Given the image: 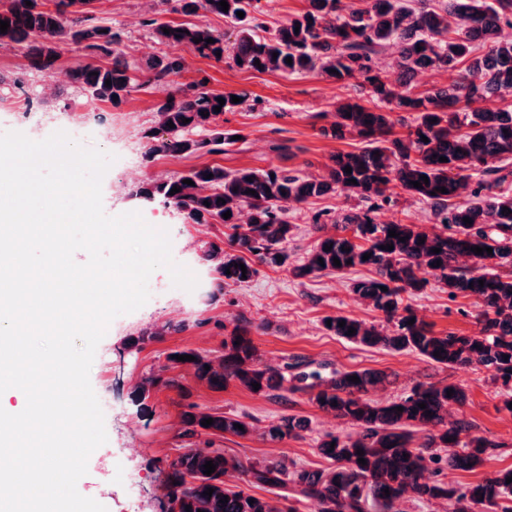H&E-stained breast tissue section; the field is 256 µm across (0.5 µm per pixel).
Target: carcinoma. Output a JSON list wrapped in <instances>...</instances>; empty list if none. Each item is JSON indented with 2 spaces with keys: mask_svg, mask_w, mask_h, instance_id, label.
Segmentation results:
<instances>
[{
  "mask_svg": "<svg viewBox=\"0 0 512 512\" xmlns=\"http://www.w3.org/2000/svg\"><path fill=\"white\" fill-rule=\"evenodd\" d=\"M52 2L50 6L46 0H0V20L9 24L7 32H0V43L24 48L27 67L48 76L63 50L80 53L64 73V88L73 93L111 102L115 96L121 99L133 90L167 83L185 68L184 61L165 57L129 62L121 31L90 25L95 0ZM176 2V12L195 15L202 10L230 20L236 28L234 40L226 41L225 34L207 24L147 20L145 25L160 43L182 44L193 54L216 62L227 57L240 69L255 70L261 65L265 71L314 74L336 83L359 76L371 96L389 106L387 112L377 111L359 98L336 105L335 121L324 134L336 140L357 137L365 146L357 152L332 155L326 176H299L288 170L226 172L206 165L147 179L132 188L133 196L176 209L188 224H222L231 230L224 244L211 242L204 251L217 288L210 299L216 300L226 285L251 281L260 265L288 264L286 244L292 232L288 206L344 192L368 203L367 208L345 213L335 223L336 232L319 236L306 261L292 273L304 278L356 266L369 268L374 276L355 283L352 291L382 314L384 325L334 315L322 321L325 331L369 347L415 352L445 367L484 368L509 392L503 409L512 414V272H495L498 267H512V172L497 165L512 157V103L483 106L490 97L512 95V41L498 39L502 26L512 27V0H435L433 6L426 0L414 4L361 0L359 8H346L342 0H307L303 13L262 38L256 35L260 0H226V12L218 5L220 0ZM239 11L244 17L237 16ZM165 28L170 33H164ZM199 37L202 41L194 42ZM208 38L213 42H206ZM386 46L392 49L397 87L374 60L378 49ZM426 70L455 71L457 79L448 86L421 90L414 80ZM108 79L109 87L105 85ZM220 98L225 100L222 106ZM217 105L219 112L214 111ZM237 107L230 92L167 90L157 108L159 128L141 132L148 146L146 156L224 153V146L234 144L233 134L224 130V113ZM203 111L208 116L201 115ZM394 112L416 113L415 124L404 134L395 132ZM423 136L428 141H422ZM441 157L447 161H439ZM346 167L351 173L344 172ZM424 175L429 184L414 187L412 182ZM185 179L194 185L183 183ZM393 184L428 205L442 229L378 221L376 213L392 202ZM175 186L180 192L172 195ZM441 187L447 192H439ZM252 190L256 194H250ZM220 198L225 203L218 202ZM227 211L231 216L225 219ZM466 217L472 223H465ZM393 229L399 236H389ZM402 237L406 241H400ZM386 244L393 250L382 249ZM474 246L490 247L493 254H476L471 251ZM434 248L441 252L433 253ZM366 253L371 257L365 260ZM335 257L341 266L334 265ZM463 259L471 265H460ZM241 264L246 271H241ZM429 275L448 288L450 299L473 300L478 333L437 334L404 303V294L425 288ZM411 319L412 325L408 324ZM341 321L345 326H339ZM351 327L356 329L353 335L348 334ZM185 329L183 324L167 322L154 332L129 337L127 347L139 350L148 341ZM436 351L440 356H434ZM175 354L192 355L196 360L179 361L173 358ZM505 355L509 359H503ZM180 366L189 367L198 381L214 390L232 382L250 392L252 384L258 383L256 394L267 397H276L281 390H310L322 412L351 421L360 432L354 438L328 434L319 443L318 452L334 463L328 471L291 470L283 460L245 464L224 454L212 441L207 450L196 448L194 439L202 435L222 438L226 433L248 438L253 425L243 416L206 412L189 402L181 413L177 454L164 468L167 512H296L292 505L279 506L249 492L251 487L269 490L290 483L300 496L317 500L319 512H366L370 499L382 512H395V505L409 493L426 501L452 500L453 512H512V482L506 483L512 468L459 487L438 479L445 466L475 470L486 461L488 449L498 447L484 437L470 435L469 421L448 420L449 408L466 399L456 384L418 382L398 399L379 404L367 394L385 385L387 374L336 371L325 379L316 371L301 369L298 363L284 371L262 363L248 327L238 325L224 341L220 357L193 349L167 355L166 364L150 369L134 387L132 402L144 411L152 391L181 386L176 377L168 375ZM354 375L360 382L348 380ZM449 389L454 390L450 397ZM420 403L426 408H419ZM208 418L214 420L213 425H201ZM237 424L243 429L235 428ZM308 426L307 419L286 414L269 423L263 437L279 444L302 437ZM409 426L425 431L422 442H413ZM439 448L451 452L443 457ZM358 450L364 454H356ZM361 457L366 464L358 463ZM208 461L216 465L209 476L204 474ZM232 472L240 473L247 487L226 488L224 477ZM209 488L214 489L210 496L204 494ZM225 497L224 505L220 500Z\"/></svg>",
  "mask_w": 512,
  "mask_h": 512,
  "instance_id": "obj_1",
  "label": "carcinoma"
}]
</instances>
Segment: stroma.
<instances>
[{
    "instance_id": "stroma-1",
    "label": "stroma",
    "mask_w": 512,
    "mask_h": 512,
    "mask_svg": "<svg viewBox=\"0 0 512 512\" xmlns=\"http://www.w3.org/2000/svg\"><path fill=\"white\" fill-rule=\"evenodd\" d=\"M94 15L96 24L123 31L128 58L184 59V70L173 78L175 86L187 90L203 79L209 91L243 93L248 101L224 115L225 129L242 137L224 153L158 155L148 161L141 132L157 126V105L164 88L131 92L118 104L77 95L62 103L54 95L55 79L26 68L20 46H0V74L9 79L8 84L0 85V133L18 131L40 141L60 130L74 131L81 145L114 155L115 161L102 181L105 213L137 212L148 224L167 229L174 260L199 281L189 293L173 287L166 270H156L149 280V301L110 323L89 374L104 412L108 440L91 454L88 471L77 484L79 493L99 502L107 512H161L167 493L162 469L166 459L175 454L180 416L188 400L209 412L244 415L253 424L251 437L228 434L221 439L226 454L242 459H283L312 470L331 468V461L318 452L319 441L328 434L353 437L358 429L347 420L321 412L307 391H290L279 399L251 394L233 383L213 390L180 367L176 370L180 388L153 391L151 413H141L132 404L134 386L149 368L164 364L169 351L221 349L224 339L242 322L247 323L263 363L280 366L300 359L326 377L336 370L386 373L388 384L371 394L378 402L396 399L417 382L460 385L466 400L451 408V418L469 420L473 435L486 437L497 447L475 471L446 469L441 480L457 487L512 467V414L503 410V390L490 372L440 368L413 352L365 347L324 330L322 320L330 315L352 316L374 324L382 321L378 311L352 292L355 282L370 278L367 268L306 278L292 274L294 266L305 262L319 232H333L335 218L357 210V199L337 192L291 206L288 221L293 231L287 244V266L260 267L249 283L225 286L223 297L213 303L207 298L211 274L203 250L207 243L223 240L224 226L184 223L174 209L130 194L136 183L148 178L203 165H219L228 172L250 168L325 173L331 154L362 146L355 138L335 140L322 134L334 120L337 102L355 96L353 82L339 85L311 74L285 76L242 70L228 59H202L183 45L156 42L145 19H183L160 0H96ZM16 78L22 79V87L13 86ZM405 301L435 332L471 335L478 330L471 300L449 299L447 288L437 279H430L426 288L406 296ZM165 322H183L187 328L158 337L143 349L127 348L129 336ZM185 388L190 390V398H183ZM285 414L308 419L309 428L302 438L282 444L263 440L261 430Z\"/></svg>"
}]
</instances>
